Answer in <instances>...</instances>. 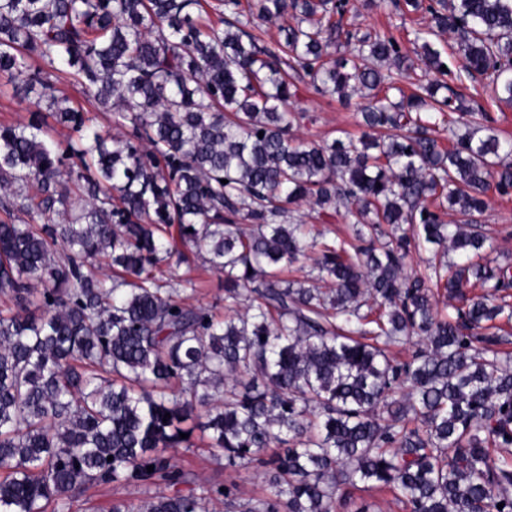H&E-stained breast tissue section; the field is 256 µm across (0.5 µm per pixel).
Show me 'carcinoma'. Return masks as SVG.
I'll list each match as a JSON object with an SVG mask.
<instances>
[{
    "label": "carcinoma",
    "mask_w": 512,
    "mask_h": 512,
    "mask_svg": "<svg viewBox=\"0 0 512 512\" xmlns=\"http://www.w3.org/2000/svg\"><path fill=\"white\" fill-rule=\"evenodd\" d=\"M378 6L428 18L410 43L429 79L401 102L407 53L346 0H217V24L202 0H0V83L77 134L61 151L36 114L0 125V512H70L94 485L143 495L109 512H372L348 510L371 489L404 512H512V460L494 457L512 448V358L489 301L512 278L480 262L476 230L490 185L512 191V140L453 86L484 76L512 105V0ZM290 69L359 95L362 134L291 136L308 115L288 109ZM303 203L353 235L312 234ZM180 244L224 275V313L157 277L190 261ZM439 248L457 260L409 264ZM301 259L310 274L284 277ZM197 431L268 492L177 465ZM57 87L61 91V94L67 95L73 99L76 103L81 104L85 110H87L90 116L96 118V122L101 125L107 127H112V133H116L117 131L113 128L112 123V114L110 112H102L100 111L94 102L88 100L85 96H83L81 92V88L73 81L67 78H62L57 84Z\"/></svg>",
    "instance_id": "cac0c4a2"
}]
</instances>
